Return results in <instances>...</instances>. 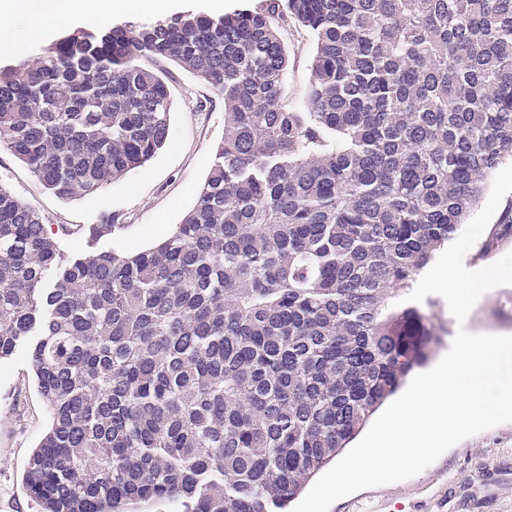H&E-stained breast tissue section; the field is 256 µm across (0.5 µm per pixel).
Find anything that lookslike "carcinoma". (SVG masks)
<instances>
[{
    "label": "carcinoma",
    "mask_w": 512,
    "mask_h": 512,
    "mask_svg": "<svg viewBox=\"0 0 512 512\" xmlns=\"http://www.w3.org/2000/svg\"><path fill=\"white\" fill-rule=\"evenodd\" d=\"M316 38L282 103L276 18ZM170 61L224 139L151 248L61 259L0 186V359L29 344L52 423L40 512H285L440 343L417 272L512 159V0H268L73 30L0 67V147L60 199L166 144Z\"/></svg>",
    "instance_id": "obj_1"
}]
</instances>
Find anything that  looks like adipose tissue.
Masks as SVG:
<instances>
[{
  "label": "adipose tissue",
  "instance_id": "adipose-tissue-1",
  "mask_svg": "<svg viewBox=\"0 0 512 512\" xmlns=\"http://www.w3.org/2000/svg\"><path fill=\"white\" fill-rule=\"evenodd\" d=\"M172 6V0H0V22L25 15L29 20L28 35L36 39L52 24L64 25L86 17L104 23L115 15L136 11L164 13Z\"/></svg>",
  "mask_w": 512,
  "mask_h": 512
}]
</instances>
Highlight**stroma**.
Segmentation results:
<instances>
[{
    "instance_id": "35a3bbf8",
    "label": "stroma",
    "mask_w": 512,
    "mask_h": 512,
    "mask_svg": "<svg viewBox=\"0 0 512 512\" xmlns=\"http://www.w3.org/2000/svg\"><path fill=\"white\" fill-rule=\"evenodd\" d=\"M25 27L22 17L0 25V66L32 58L61 34L56 28L26 40ZM280 33L289 58L284 102L299 112L309 85L314 36L288 17L282 18ZM163 68L172 103L167 144L144 167L93 195L57 198L9 150L0 148V186L43 217L65 257L146 249L191 208L224 136V103L208 84L173 63ZM511 209L512 193L503 197L466 254L467 268L485 267L512 251V238L496 235ZM109 218L114 229L94 234V227ZM463 326L474 333L512 335V285L483 294ZM50 422L27 352L17 348L0 360V512H38L24 476ZM329 512H512V422L465 438L411 479L339 499Z\"/></svg>"
}]
</instances>
